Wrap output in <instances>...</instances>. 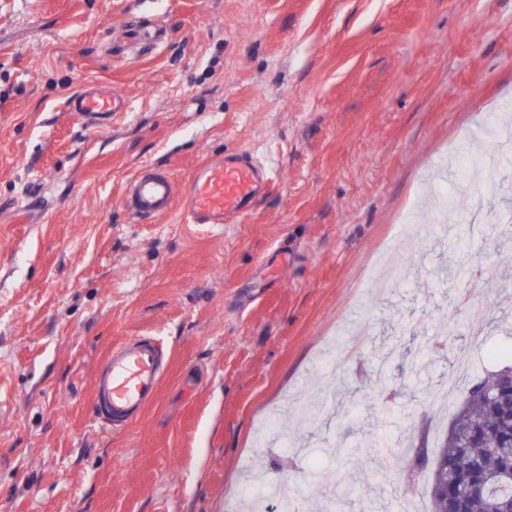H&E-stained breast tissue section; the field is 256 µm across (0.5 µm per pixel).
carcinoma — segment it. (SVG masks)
Instances as JSON below:
<instances>
[{"label":"carcinoma","instance_id":"obj_1","mask_svg":"<svg viewBox=\"0 0 512 512\" xmlns=\"http://www.w3.org/2000/svg\"><path fill=\"white\" fill-rule=\"evenodd\" d=\"M406 484L430 476L431 512H512V365L474 382L444 439Z\"/></svg>","mask_w":512,"mask_h":512}]
</instances>
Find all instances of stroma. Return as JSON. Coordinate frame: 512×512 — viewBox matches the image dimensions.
<instances>
[{"label":"stroma","instance_id":"35a3bbf8","mask_svg":"<svg viewBox=\"0 0 512 512\" xmlns=\"http://www.w3.org/2000/svg\"><path fill=\"white\" fill-rule=\"evenodd\" d=\"M90 83L127 112L66 110ZM512 103V0H0V512H234L284 491L294 512H395L427 500L396 465L437 443L512 347V248L474 211L512 210V165L432 179ZM246 152L274 179L248 216L132 223L140 168L189 181ZM447 186L461 225L403 226ZM462 251L479 274L436 283ZM403 277L370 296L388 259ZM459 335L417 376L449 310ZM487 348L456 373L472 331ZM155 336L159 397L121 428L88 414L114 343ZM271 419L276 448L257 439ZM383 455L360 448L364 431ZM382 472L358 488V473Z\"/></svg>","mask_w":512,"mask_h":512}]
</instances>
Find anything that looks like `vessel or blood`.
<instances>
[{
    "instance_id": "b4317fda",
    "label": "vessel or blood",
    "mask_w": 512,
    "mask_h": 512,
    "mask_svg": "<svg viewBox=\"0 0 512 512\" xmlns=\"http://www.w3.org/2000/svg\"><path fill=\"white\" fill-rule=\"evenodd\" d=\"M67 109L83 122L102 124L127 111L128 104L116 90L93 84L70 98ZM269 183L266 168L245 154L207 161L182 189L168 173L143 169L127 186L123 206L137 223L178 208L188 224H227L249 214ZM168 360L163 345L150 336L113 346L93 376L94 421L117 427L136 420L156 401Z\"/></svg>"
}]
</instances>
